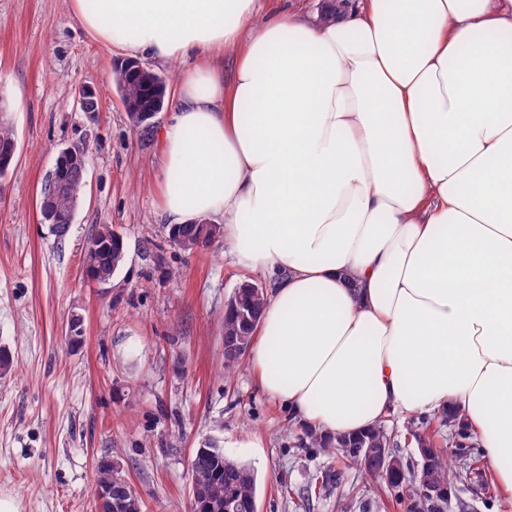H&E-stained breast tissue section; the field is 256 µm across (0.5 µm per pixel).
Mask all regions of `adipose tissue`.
<instances>
[{
  "instance_id": "adipose-tissue-1",
  "label": "adipose tissue",
  "mask_w": 512,
  "mask_h": 512,
  "mask_svg": "<svg viewBox=\"0 0 512 512\" xmlns=\"http://www.w3.org/2000/svg\"><path fill=\"white\" fill-rule=\"evenodd\" d=\"M125 57L193 59L161 214L268 277L249 362L322 434L462 415L512 496V0H69ZM231 50L232 76L215 51Z\"/></svg>"
}]
</instances>
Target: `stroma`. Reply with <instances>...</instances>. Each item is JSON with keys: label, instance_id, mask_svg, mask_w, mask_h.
<instances>
[{"label": "stroma", "instance_id": "obj_1", "mask_svg": "<svg viewBox=\"0 0 512 512\" xmlns=\"http://www.w3.org/2000/svg\"><path fill=\"white\" fill-rule=\"evenodd\" d=\"M115 46L72 19L68 0H0V96L18 140L0 182V496L18 512H96L102 462L136 489L141 512H190V458L208 438L258 477V512H407L380 479L305 447L306 428L265 395L249 362L224 375V305L265 276L225 254L223 238L188 252L161 216L155 139L130 124L114 83ZM96 91L81 112L75 91ZM89 145L83 195L64 239L37 200L59 152ZM112 225L124 259L110 284L89 283L84 255ZM82 342L66 343L72 315ZM340 480L317 487L321 475ZM512 512L497 488L457 485L448 512Z\"/></svg>", "mask_w": 512, "mask_h": 512}]
</instances>
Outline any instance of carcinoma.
Returning a JSON list of instances; mask_svg holds the SVG:
<instances>
[{"mask_svg":"<svg viewBox=\"0 0 512 512\" xmlns=\"http://www.w3.org/2000/svg\"><path fill=\"white\" fill-rule=\"evenodd\" d=\"M139 66L134 60H123L116 69V88L122 103L129 101L139 105L142 112H161L167 104V79L158 73H153L149 80H136L129 77V72ZM17 145L13 126L6 120H0V182L10 171L15 153L10 148ZM72 153L67 156L53 173V178L68 183L62 193L48 196L45 209L48 213L42 215L44 222L54 226L57 236L66 234V216L71 213L79 200L84 187L85 175L79 174V169L86 167L87 148L77 142L71 145ZM219 230L212 224L199 218L189 224H182L170 230L169 238L179 248L192 251L208 248L218 236ZM87 253L90 254V270L96 277H110L120 266L124 251L123 242L119 235L112 230L110 224H100L88 243ZM239 302L241 307L261 316L265 304V293L260 290L253 293L248 288L240 289ZM257 328L253 324L246 326L231 308L224 311V340L236 337L242 338L245 346H250ZM419 427L408 430L415 438L417 446L431 459L432 467L429 473L431 481L441 487L456 486L475 475L482 479L485 485H491L483 467L482 452L479 443L474 438L469 424L461 417H453V425L448 433V444L455 448V462L447 463L438 453L434 437L418 433ZM398 437L389 430L383 422L375 428L352 437L344 435L309 434L305 447L324 448L342 458V462L365 474H370L371 467L365 460L352 452L354 448H387L401 468L398 475L386 482L390 496L400 499L403 495L401 482L413 475L410 464L396 454ZM226 455L223 445L217 440H209L196 449L191 459L192 485L198 495L196 507L200 512H226L224 500L232 495L247 507L240 512H251L257 506V475L247 466L237 462L233 465L224 464ZM119 479L124 482L121 501L123 507L114 509V494H109L107 507L111 512H140L139 496L134 487L121 475V471L111 464L103 463L98 470L96 485L108 486L109 482Z\"/></svg>","mask_w":512,"mask_h":512,"instance_id":"carcinoma-1","label":"carcinoma"}]
</instances>
